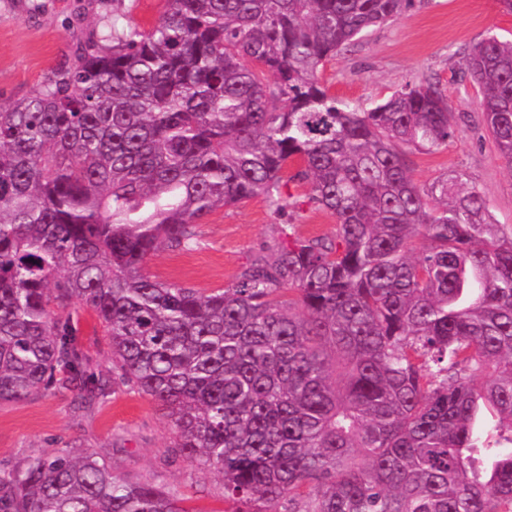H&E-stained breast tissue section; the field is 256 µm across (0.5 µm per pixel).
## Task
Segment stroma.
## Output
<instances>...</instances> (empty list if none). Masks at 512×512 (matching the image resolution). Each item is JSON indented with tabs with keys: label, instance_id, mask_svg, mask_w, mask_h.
Instances as JSON below:
<instances>
[{
	"label": "stroma",
	"instance_id": "obj_1",
	"mask_svg": "<svg viewBox=\"0 0 512 512\" xmlns=\"http://www.w3.org/2000/svg\"><path fill=\"white\" fill-rule=\"evenodd\" d=\"M161 0H0V105L25 95L70 56L77 39L105 24L146 30L158 20ZM512 35V14L497 0H415L413 6L356 42L321 71L331 94L370 108L409 82L426 81L454 107L456 132L447 149L411 152L408 164L422 185L464 173L481 191L496 223L512 225V166L500 158L485 128L477 88L462 82L464 57L488 32ZM287 190L302 200L305 184ZM278 218L259 197L213 211L195 225V250L160 248L146 275L204 292L227 287L251 253L274 235ZM297 231L310 237L334 233V218L304 204ZM79 339L96 370L110 367V349L94 315L72 306ZM173 433L148 396L126 387L94 406L73 393L52 390L0 404V468L36 454L76 444L118 458L124 470L185 494L194 512H224L220 479L172 457Z\"/></svg>",
	"mask_w": 512,
	"mask_h": 512
}]
</instances>
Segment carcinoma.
I'll use <instances>...</instances> for the list:
<instances>
[{
  "label": "carcinoma",
  "mask_w": 512,
  "mask_h": 512,
  "mask_svg": "<svg viewBox=\"0 0 512 512\" xmlns=\"http://www.w3.org/2000/svg\"><path fill=\"white\" fill-rule=\"evenodd\" d=\"M414 0H164L109 24L0 108V403L120 386L154 400L225 512H512V226L455 172L419 185L405 150L454 137L408 83L362 109L323 66ZM512 165V39L465 59ZM332 215L303 237L302 201ZM263 198L281 223L228 287L153 280L160 247ZM108 337L91 368L71 304ZM0 512H193L97 452L0 469Z\"/></svg>",
  "instance_id": "obj_1"
}]
</instances>
